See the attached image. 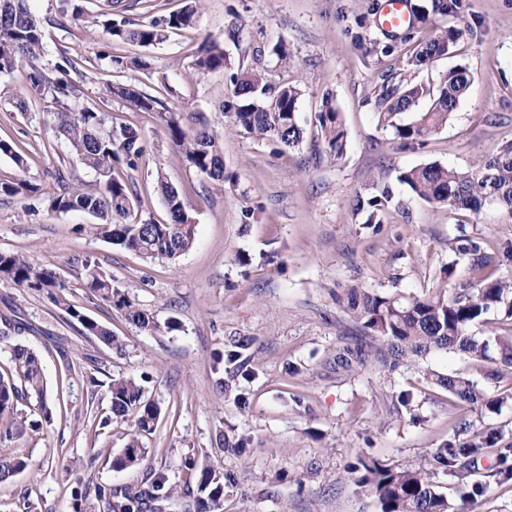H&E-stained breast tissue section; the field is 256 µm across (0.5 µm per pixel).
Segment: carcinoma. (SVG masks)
Wrapping results in <instances>:
<instances>
[{"mask_svg": "<svg viewBox=\"0 0 512 512\" xmlns=\"http://www.w3.org/2000/svg\"><path fill=\"white\" fill-rule=\"evenodd\" d=\"M202 3L203 0H185L180 10L138 24L117 25L109 19L103 23L104 31L112 42L140 47L160 45L170 34L194 26ZM459 9L460 0H431V10L422 11L415 20L426 22L431 11L454 16ZM462 35V30L450 27L416 41L405 52L399 69L386 74L374 90L379 126L391 129L396 138L412 144L425 143L445 126L468 88L466 69L449 70L436 87L413 83L407 79V73L427 68L448 54ZM43 55V34L28 8V0H0V73L9 74L19 66L25 67L30 90L55 105V112L51 113L53 129L69 143L79 163L98 180V191L94 193L71 186L45 197L47 208L55 213L82 211L93 215L98 219L93 225L97 235L149 262L172 260L188 251L194 244L195 230L188 224L178 191L163 177L157 178V191L166 206L168 220L130 221L135 209L132 187L115 174V167L124 165L135 169L142 162L145 147L139 126L107 123L106 113L100 108L80 101L79 81L85 76L76 62L67 58L65 64L48 69L41 63ZM193 68L201 75L230 70L224 45L215 39L204 40L197 48ZM169 92V86L163 82L154 94L132 85H110L106 95L123 99L135 111L151 115L167 130L191 168L214 181L224 182L226 175L218 136L204 126H189L184 113L168 106L164 96ZM300 95L297 83L272 80L260 70L246 69L230 74V93L223 108L229 110L235 126L258 139L290 148L298 145L303 137L297 121ZM424 101L427 108L416 113L412 122L396 123L398 115L414 110ZM315 120L328 154L336 159L342 156L346 135L340 112L331 98L323 99ZM398 181L419 199L451 211L478 213L486 204L494 203L512 213V143L501 147L478 172L429 163L402 171ZM40 191L39 185L25 180H0V195L38 196ZM392 200L393 195L387 189L368 198L358 194L354 211L364 215L366 226L374 227L381 223L380 215ZM455 252L467 260L464 272H457V263L448 264L441 270L438 285L425 294L406 296L358 286L336 294V303L362 332L356 347L342 349L337 358L358 363L371 360L384 370L394 371L435 352L460 353L484 361L490 358L489 351L494 347L498 351V357L493 359L496 367L488 371L487 377L498 381L507 374L512 376V276L496 275L499 258L512 260V241L499 244L492 253L481 240L461 234L455 237ZM0 278L24 291L47 295L81 324L83 335L118 352L123 350V344L107 326L81 314L69 303L65 282L29 257L0 252ZM84 288L107 306L124 311L126 319L142 330L159 333L176 329L175 322L162 324L136 307L96 265H86ZM492 312L511 325L509 331L493 336L473 334L471 327L486 322ZM250 346L249 339L239 338L224 355L215 359L216 363L224 364L228 375V379L217 383L220 390L231 389V379L252 374L242 360L243 351ZM11 362L10 373L0 375L1 441H10L23 433V428L4 420L19 404H36L46 419L51 414L38 355L17 343L11 346ZM422 375L426 383L443 389L458 403L487 408L496 404L487 399L475 381L463 374L442 373L427 367ZM145 383L144 376L118 375L108 384L109 414L100 424L119 423L129 428L126 448L112 463L116 469L142 463L141 438L152 433L160 416V408L146 400ZM497 443L494 432L478 434L458 446L448 441L436 450L435 462L455 474L460 460L473 459ZM28 466V459L22 455L0 456V481L23 472ZM184 468L198 473V490L205 494L198 503L202 512H224V483H233L235 478L230 475L222 478L193 458L184 461ZM351 470L359 474L358 483L377 500L381 512H448L445 495L436 491L424 469H396L377 459L360 457ZM177 493L164 472H151L137 487L99 486L93 497L79 495L74 512H98L100 502L105 503L108 512H163L164 505L172 503Z\"/></svg>", "mask_w": 512, "mask_h": 512, "instance_id": "cac0c4a2", "label": "carcinoma"}]
</instances>
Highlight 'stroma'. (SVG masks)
<instances>
[{
	"label": "stroma",
	"instance_id": "1",
	"mask_svg": "<svg viewBox=\"0 0 512 512\" xmlns=\"http://www.w3.org/2000/svg\"><path fill=\"white\" fill-rule=\"evenodd\" d=\"M383 0H204L194 28L154 47L109 46L102 23L148 21L179 10L183 0H29L44 34L43 61L79 60L87 78L83 102L97 103L107 84L150 93L168 83L169 106L201 119L217 133L227 178L217 183L196 173L156 120L120 99L107 108L113 124L139 125L146 156L124 170L139 197L136 215L165 220L156 191L165 179L181 195L193 247L172 261L146 262L91 230L93 216L55 213L40 197H0V252L30 255L71 287L70 300L111 329L123 344L116 352L82 335L81 325L45 294L25 292L0 279V314L19 316L28 331L0 343V373L11 368L10 346L22 343L41 357L49 390L63 389V403L37 431L0 442V455L28 456L29 468L0 482V512H73L74 495L98 485H133L151 469L164 471L178 489L189 478L186 458L230 473L224 512H380L349 467L367 456L396 468L432 471L450 512H512V480L501 482V464L512 467V381L486 379L487 362L434 353L426 363L474 380L491 409H473L430 388L417 367L387 372L374 364H337L336 348L356 331L336 303L343 288L419 294L435 286L439 270L455 261L457 214L414 197L400 184L404 169L437 162L477 169L512 142V0H460L457 16L429 15L416 30L389 31L377 17ZM80 7L67 14L68 4ZM456 26L464 34L448 55L415 74L438 84L449 69L465 68L469 88L447 126L421 146L406 145L378 126L369 97L382 76L410 47L409 35H433ZM224 44L234 66L262 60L274 78L299 82L301 143L293 148L254 138L218 109L229 75L197 74L190 66L204 38ZM284 43L289 64L272 54ZM393 54H383L384 46ZM142 57L143 69H120L103 51ZM333 97L346 131L341 158L326 153L314 115L323 96ZM27 99L29 113L16 103ZM50 102L32 95L23 69L0 74V140L13 144L22 163L0 155V179L27 180L42 195L94 175L57 137L46 112ZM391 189L393 202L381 225L368 228L353 215L355 194ZM468 234L496 246L512 238V213L495 204L472 215ZM248 265L232 262L235 252ZM94 262L141 309L177 330L150 334L103 305L82 286L86 262ZM252 339V374L238 378L250 408L240 411L215 387L212 358L228 337ZM150 375L146 397L161 409L154 431L143 437V463L112 467L128 440V428L100 426L109 411L104 387L116 375ZM412 391L410 407L398 405ZM502 439L471 460L467 481L438 471L432 456L446 440L461 444L478 432ZM246 434L244 454L218 447V434ZM82 460L69 474L70 460Z\"/></svg>",
	"mask_w": 512,
	"mask_h": 512
}]
</instances>
